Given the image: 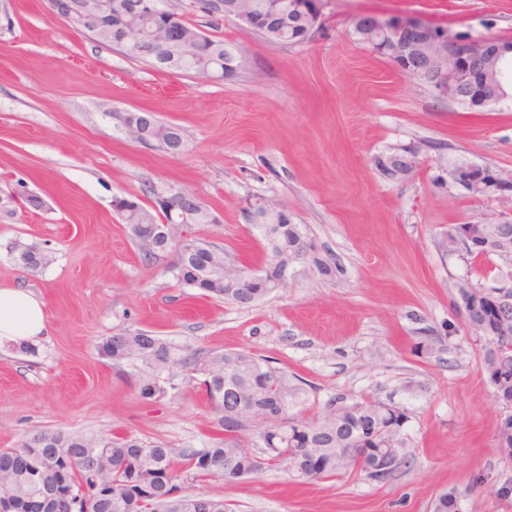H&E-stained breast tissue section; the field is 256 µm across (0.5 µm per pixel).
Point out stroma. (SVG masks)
I'll use <instances>...</instances> for the list:
<instances>
[{
  "instance_id": "stroma-1",
  "label": "stroma",
  "mask_w": 512,
  "mask_h": 512,
  "mask_svg": "<svg viewBox=\"0 0 512 512\" xmlns=\"http://www.w3.org/2000/svg\"><path fill=\"white\" fill-rule=\"evenodd\" d=\"M418 16L454 32L512 38V0H331L311 42L269 46L236 19L189 11L188 20L247 55L235 76L162 72L100 44L53 16L48 0H0V284L45 303L48 336L0 346V449L40 431L112 432L174 454L202 447L214 415L196 380L143 402L99 346L147 331L190 352L247 350L285 372L288 409L303 419L333 398L378 401L410 417L408 454L385 480L363 473L303 482L285 466L227 485L180 472L185 493L223 499L228 512H433L461 494L462 512H512V456L497 444L501 402L466 323L458 286L477 281L441 247L449 225L512 212V201L475 197L438 181L443 164L512 172V98L469 112L434 98L349 34L357 15ZM152 112L179 126L183 153L133 140L123 117ZM399 147L419 151L406 180L374 166ZM216 216L202 237L246 263L265 265L250 206L284 207L332 268L295 263L286 285L239 307L179 285L174 258L150 257L113 207H146L175 191ZM40 196L29 207L22 192ZM51 262L14 266L17 246Z\"/></svg>"
}]
</instances>
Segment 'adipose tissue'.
<instances>
[{"label": "adipose tissue", "instance_id": "ef3b65f1", "mask_svg": "<svg viewBox=\"0 0 512 512\" xmlns=\"http://www.w3.org/2000/svg\"><path fill=\"white\" fill-rule=\"evenodd\" d=\"M47 331L44 304L33 291L0 286V344L23 343Z\"/></svg>", "mask_w": 512, "mask_h": 512}]
</instances>
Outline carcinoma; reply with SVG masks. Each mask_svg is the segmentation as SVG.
I'll use <instances>...</instances> for the list:
<instances>
[{"label": "carcinoma", "instance_id": "1", "mask_svg": "<svg viewBox=\"0 0 512 512\" xmlns=\"http://www.w3.org/2000/svg\"><path fill=\"white\" fill-rule=\"evenodd\" d=\"M127 0H104L101 3L100 34L95 40L104 45L117 46L123 42L121 51L127 56L150 63L141 52L142 43L152 38L151 29L156 22L166 18L162 7L168 0H158L159 15L143 19L128 12ZM252 14L258 18L274 12L284 18L280 30H271L263 35L270 46L285 40L298 42L308 26L307 12L311 3L302 0H247ZM187 26L190 54L181 59L171 70L194 72L208 76L224 69V56L231 46L224 40L209 37L197 42V28ZM373 26L365 18H354L350 35L365 49H370L364 34ZM176 125L160 120L155 122L150 140L163 150L170 146L171 130ZM380 175L389 182H399L411 173L405 163L395 157L379 155L374 160ZM124 223L128 224L130 236H135L134 226L146 228L158 223L155 213L143 204L132 201L116 206ZM278 246L268 249L270 260L267 268L271 274L264 279L252 276L250 270L239 264L224 267V276L219 278L205 270L198 247L207 239L188 234L184 243L155 245L138 241L144 250L153 256L172 253L176 262L172 271L177 281L194 288L200 295L237 305L250 307L276 289L274 278L286 262L303 253L312 270L320 275L329 272L327 263L314 253V246L303 238L297 224H280L277 227ZM34 246L17 249L14 264L21 270L34 271ZM459 256L466 262L481 263L496 260L499 268L506 269L512 277V256L496 255L491 247L484 250L462 245ZM493 292L469 298L463 305L466 320L481 318L486 321V332L479 336L484 341L483 360L497 349L512 362L511 336L493 335L495 310ZM104 345L112 346V361L125 365V375L133 379L139 397L144 401H157L166 397L175 386L166 380L164 373L175 367L198 375V381L215 412L217 436L203 448H194L181 454V466L199 481L218 477L224 484L237 483L257 475V460L249 447L262 445L277 457H292L297 469L310 468L315 474L302 480L328 479L339 475L345 467L336 462V444L349 439L347 448H378L388 437L394 436L407 442L406 424L409 416L395 408L387 410L380 403L369 401L346 402L338 397L331 401L328 409L319 417L295 420L288 416L290 389L288 375L265 363V360L250 351H225L206 357L185 353L159 336L146 331L124 332L108 337ZM248 402L247 426L240 423L230 412L238 399ZM256 429L258 443L248 444L247 432ZM38 451L46 458L43 481L58 487L51 512H188L186 503L195 500L201 512H225L221 499L204 493L182 495L177 484L176 463L173 451L162 444H147L129 435H86L83 433L42 431L22 441L17 448L0 451V497L22 496L36 501L41 495L37 488L23 486L18 475L25 458Z\"/></svg>", "mask_w": 512, "mask_h": 512}]
</instances>
